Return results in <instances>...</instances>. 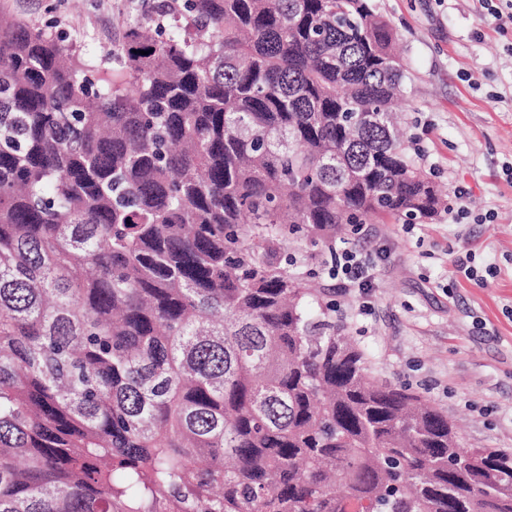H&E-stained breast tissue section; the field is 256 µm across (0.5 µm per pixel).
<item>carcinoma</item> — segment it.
Here are the masks:
<instances>
[{"label":"carcinoma","instance_id":"1","mask_svg":"<svg viewBox=\"0 0 512 512\" xmlns=\"http://www.w3.org/2000/svg\"><path fill=\"white\" fill-rule=\"evenodd\" d=\"M404 77L371 0H154L104 55L0 15V512H512L277 258L448 208Z\"/></svg>","mask_w":512,"mask_h":512}]
</instances>
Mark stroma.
Returning <instances> with one entry per match:
<instances>
[{
    "instance_id": "1",
    "label": "stroma",
    "mask_w": 512,
    "mask_h": 512,
    "mask_svg": "<svg viewBox=\"0 0 512 512\" xmlns=\"http://www.w3.org/2000/svg\"><path fill=\"white\" fill-rule=\"evenodd\" d=\"M407 61L403 109L417 165L467 219L376 224L342 233L377 252L366 296L328 274V246L298 237L295 254L331 319L368 354L377 381L404 387L457 422L471 447L512 451V29L480 18L477 0H373ZM142 0H0V13L107 51ZM472 254L486 283L456 275Z\"/></svg>"
}]
</instances>
